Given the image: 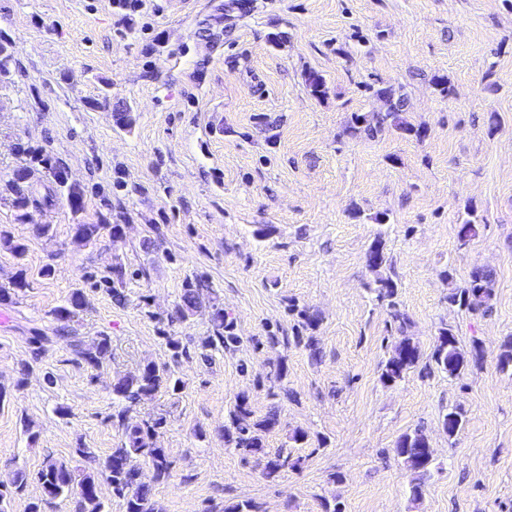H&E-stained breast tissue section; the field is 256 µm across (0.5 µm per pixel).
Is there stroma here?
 <instances>
[{
	"label": "stroma",
	"instance_id": "35a3bbf8",
	"mask_svg": "<svg viewBox=\"0 0 512 512\" xmlns=\"http://www.w3.org/2000/svg\"><path fill=\"white\" fill-rule=\"evenodd\" d=\"M0 36L16 60L0 77V229L27 247L20 260L0 249V286L22 269L31 283L0 304V481L29 475L9 512L43 501L46 459L111 453L112 381L150 361L183 382L129 413L166 419L170 477L141 467L158 512L249 499L264 512H512V369L497 361L512 338V0H143L131 19L111 0H0ZM312 71L324 98L306 85ZM389 85L425 136L348 133L353 114L385 111L377 91ZM23 145L68 167L81 213L58 200L19 217L7 184ZM470 216L477 233L463 242ZM75 223L121 234L85 246ZM377 241L423 357L447 325L464 349L481 345L480 367L380 383L397 334L370 289ZM116 264L128 271L120 305L103 281ZM477 267L495 275L486 316L448 303ZM198 277L208 300L170 322ZM77 289L87 306L60 325L53 312ZM216 303L238 343L173 363L163 329L194 345ZM292 303L318 314L319 357L295 344ZM62 326L86 344L110 337V359L88 369L61 341L34 357V332ZM242 394L255 416L278 410L264 449L302 457L300 469L266 478L225 441ZM456 406L464 426L451 438L441 422ZM297 429L306 443L291 441ZM417 429L435 464L416 501L393 448ZM43 503L79 512L73 497Z\"/></svg>",
	"mask_w": 512,
	"mask_h": 512
}]
</instances>
